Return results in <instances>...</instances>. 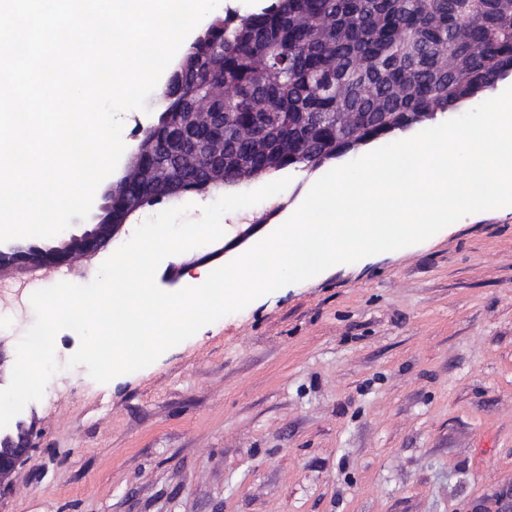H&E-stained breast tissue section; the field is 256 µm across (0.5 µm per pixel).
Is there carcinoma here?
Returning a JSON list of instances; mask_svg holds the SVG:
<instances>
[{
    "instance_id": "carcinoma-1",
    "label": "carcinoma",
    "mask_w": 512,
    "mask_h": 512,
    "mask_svg": "<svg viewBox=\"0 0 512 512\" xmlns=\"http://www.w3.org/2000/svg\"><path fill=\"white\" fill-rule=\"evenodd\" d=\"M325 22L336 27L329 48L313 36ZM210 26L183 55L181 93L163 95L165 111L190 112L218 87L210 111L224 113L226 188L241 160L267 175L315 169L512 76V0H272ZM340 112L352 120L339 123Z\"/></svg>"
}]
</instances>
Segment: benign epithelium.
I'll use <instances>...</instances> for the list:
<instances>
[{
	"instance_id": "1",
	"label": "benign epithelium",
	"mask_w": 512,
	"mask_h": 512,
	"mask_svg": "<svg viewBox=\"0 0 512 512\" xmlns=\"http://www.w3.org/2000/svg\"><path fill=\"white\" fill-rule=\"evenodd\" d=\"M163 120L174 134L167 141L154 136L156 126L142 131L136 147L124 160V175L111 185L94 207L92 223L68 238L14 239L0 243V273L28 268H58L75 256H88L106 246L127 219L147 203L142 193H131L133 184L158 187L176 197L187 192L204 194L224 187V117L221 112H165ZM166 151L185 170L200 173L187 185L174 179L167 165L150 166L145 159ZM33 427L23 420L0 428V486L11 482L32 448Z\"/></svg>"
}]
</instances>
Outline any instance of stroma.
I'll use <instances>...</instances> for the list:
<instances>
[{"label":"stroma","mask_w":512,"mask_h":512,"mask_svg":"<svg viewBox=\"0 0 512 512\" xmlns=\"http://www.w3.org/2000/svg\"><path fill=\"white\" fill-rule=\"evenodd\" d=\"M326 167L288 170L280 194L224 216L219 240L166 257L155 280L219 267L272 233ZM140 209L92 257L85 285L161 209ZM50 269L0 275V378L33 324ZM59 371L20 417L28 463L0 512H498L512 493V208L471 214L428 240L333 266L201 328L106 384Z\"/></svg>","instance_id":"obj_1"}]
</instances>
